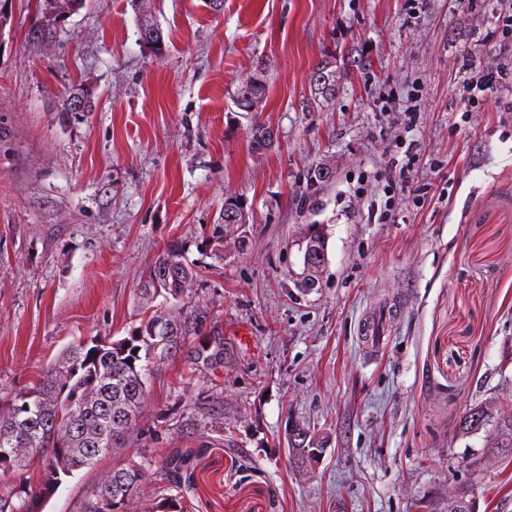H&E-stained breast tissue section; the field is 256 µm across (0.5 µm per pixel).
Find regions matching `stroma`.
<instances>
[{
	"label": "stroma",
	"mask_w": 512,
	"mask_h": 512,
	"mask_svg": "<svg viewBox=\"0 0 512 512\" xmlns=\"http://www.w3.org/2000/svg\"><path fill=\"white\" fill-rule=\"evenodd\" d=\"M146 5L161 50L138 34ZM512 0H85L30 41L35 0L0 31V403L73 342L126 336L167 244L202 271L187 294L223 330L219 375L170 361L133 430L63 478L42 512H80L113 467L147 462L126 512L168 492L156 462L200 451L187 512H512V463L460 417L512 416V82L480 92ZM340 69L314 103L324 55ZM265 61L254 112L233 94ZM88 112L60 109L75 85ZM277 131L251 151L248 131ZM331 181L309 184L315 166ZM248 224L212 232L224 200ZM323 225L317 288L297 243ZM248 235L247 251L237 239ZM380 319L371 350L363 327ZM325 437L307 471L290 423ZM331 58L334 61V62H332V64L334 63V66H332L331 64L328 65L329 61L327 59H323L317 64L316 68L313 71L312 76L315 74L316 71L324 70L328 65V67L326 68V70H324V72H319V73L315 74L313 77L312 85L314 87V90L312 88V85L310 87H311L312 93L314 94V97H313L314 102H316V100H319L320 97L322 98L323 101H326V100H328L329 97L330 98L333 97V95L335 93L336 82L339 77L337 76L338 71L336 69V58H333V57H331ZM331 66H332V69L329 70L331 68ZM323 73H326L328 86L323 91L315 90L317 88V84H322L325 81Z\"/></svg>",
	"instance_id": "stroma-1"
}]
</instances>
